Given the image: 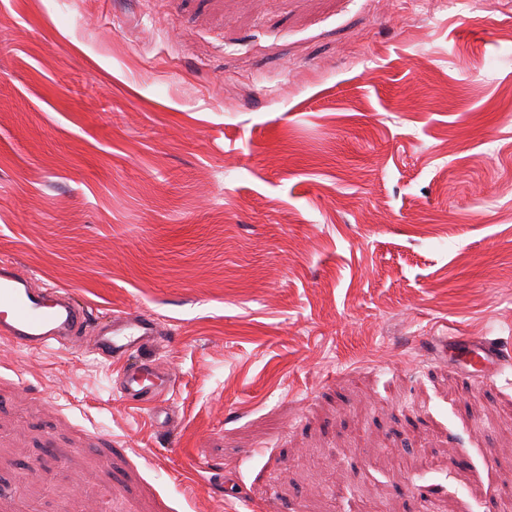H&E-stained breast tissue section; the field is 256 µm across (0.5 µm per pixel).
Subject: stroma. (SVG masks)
I'll list each match as a JSON object with an SVG mask.
<instances>
[{
    "label": "stroma",
    "mask_w": 512,
    "mask_h": 512,
    "mask_svg": "<svg viewBox=\"0 0 512 512\" xmlns=\"http://www.w3.org/2000/svg\"><path fill=\"white\" fill-rule=\"evenodd\" d=\"M1 259L175 381L0 343V512H503L512 0H0ZM448 343L460 344L467 347L476 363L486 366L487 371L479 375L480 378H488L492 370L497 366L505 365L506 354L500 347L494 346L483 337L479 336H449Z\"/></svg>",
    "instance_id": "stroma-1"
}]
</instances>
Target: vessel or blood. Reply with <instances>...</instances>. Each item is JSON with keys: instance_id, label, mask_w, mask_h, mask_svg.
Instances as JSON below:
<instances>
[{"instance_id": "b4317fda", "label": "vessel or blood", "mask_w": 512, "mask_h": 512, "mask_svg": "<svg viewBox=\"0 0 512 512\" xmlns=\"http://www.w3.org/2000/svg\"><path fill=\"white\" fill-rule=\"evenodd\" d=\"M156 336L154 320L144 314L115 316L98 329H90L86 308L69 293L36 287L30 274L14 263L0 262L1 342L30 350L56 344L74 349L92 346L94 352L122 363L121 397L154 409L173 383L171 370L146 354ZM457 342L487 369L505 364L503 350L482 337L461 336Z\"/></svg>"}]
</instances>
